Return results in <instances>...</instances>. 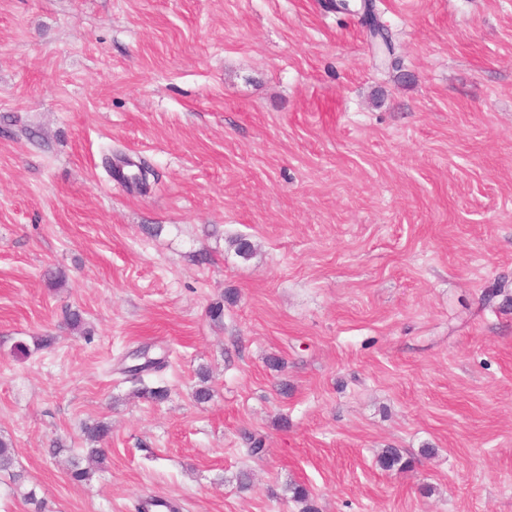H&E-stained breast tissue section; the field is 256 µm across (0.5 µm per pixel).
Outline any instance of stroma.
Returning <instances> with one entry per match:
<instances>
[{
  "label": "stroma",
  "instance_id": "1",
  "mask_svg": "<svg viewBox=\"0 0 512 512\" xmlns=\"http://www.w3.org/2000/svg\"><path fill=\"white\" fill-rule=\"evenodd\" d=\"M349 4L0 0V512H512V0ZM369 33L371 40L378 45L379 49H381L384 55V61H389L392 66L399 65L400 60L394 56L395 47L387 29L383 25L376 28L371 27ZM119 164H124L129 167L137 168V173L125 175L121 172L119 164H116L114 168V175L119 180L135 185L136 187L147 186V175L152 173V169L142 161L135 162L131 158L124 157L118 160Z\"/></svg>",
  "mask_w": 512,
  "mask_h": 512
}]
</instances>
